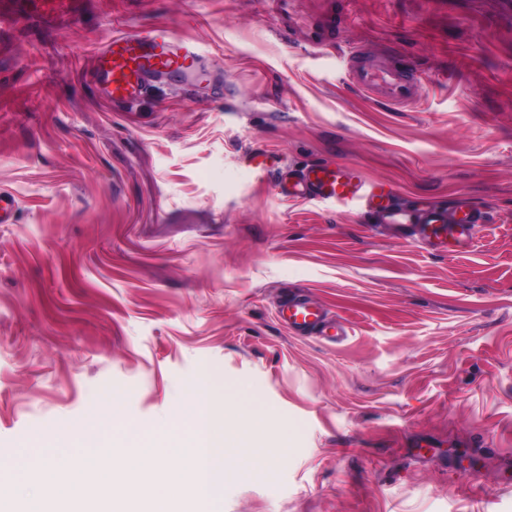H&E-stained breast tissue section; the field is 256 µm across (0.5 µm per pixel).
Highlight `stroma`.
<instances>
[{
  "label": "stroma",
  "instance_id": "35a3bbf8",
  "mask_svg": "<svg viewBox=\"0 0 512 512\" xmlns=\"http://www.w3.org/2000/svg\"><path fill=\"white\" fill-rule=\"evenodd\" d=\"M305 45L279 0H0V484L61 448L153 449L194 428L208 377L232 445L272 456L221 512H512V0H338ZM169 29L201 50L120 112L82 64L112 35ZM411 59L405 110L344 78L350 47ZM348 162L398 202L491 212L448 253L412 225L281 200L244 155ZM303 294L348 329L295 336ZM265 408L251 443L238 408ZM110 494H102V483ZM50 512H153V486L92 472ZM344 24V17L336 11L326 14L308 23L305 28V41L310 46H324L327 42V35L334 29H339Z\"/></svg>",
  "mask_w": 512,
  "mask_h": 512
}]
</instances>
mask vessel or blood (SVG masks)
Here are the masks:
<instances>
[{
    "label": "vessel or blood",
    "instance_id": "vessel-or-blood-1",
    "mask_svg": "<svg viewBox=\"0 0 512 512\" xmlns=\"http://www.w3.org/2000/svg\"><path fill=\"white\" fill-rule=\"evenodd\" d=\"M343 23V16L337 12L315 19L305 28L306 43L324 46L328 33L341 28ZM86 67L101 102L116 109L146 97L157 82L200 72L196 48L164 28L147 33L114 34L90 52ZM346 79L358 92L399 108L411 105L418 97L415 72L402 58L387 63L370 61L361 48H351ZM244 163L254 173L274 174L275 187L285 200H319L357 208L387 224L413 221L425 239L449 246L471 239L475 225L489 220L488 213L475 209L463 194L456 197L450 209L424 204L415 213H408L398 206L393 187L368 179L351 163L316 162L297 167L282 163L261 148L248 152ZM278 318L297 335L321 336L328 327L326 311L305 297L288 300L279 310Z\"/></svg>",
    "mask_w": 512,
    "mask_h": 512
}]
</instances>
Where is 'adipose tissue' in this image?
<instances>
[{"instance_id":"1","label":"adipose tissue","mask_w":512,"mask_h":512,"mask_svg":"<svg viewBox=\"0 0 512 512\" xmlns=\"http://www.w3.org/2000/svg\"><path fill=\"white\" fill-rule=\"evenodd\" d=\"M226 401L223 389L215 387L205 378L198 382L190 395V403L194 413L203 422L199 431L201 445L187 458V477L181 479L167 476L160 482L161 489L168 493L197 502L201 512H219L224 487L237 458L236 453L229 448L224 428L215 415L216 405ZM112 467L111 455L79 459L64 449L49 463L30 468L27 480L34 486L52 484L70 492L75 487L74 476L77 471L92 469L108 473Z\"/></svg>"}]
</instances>
